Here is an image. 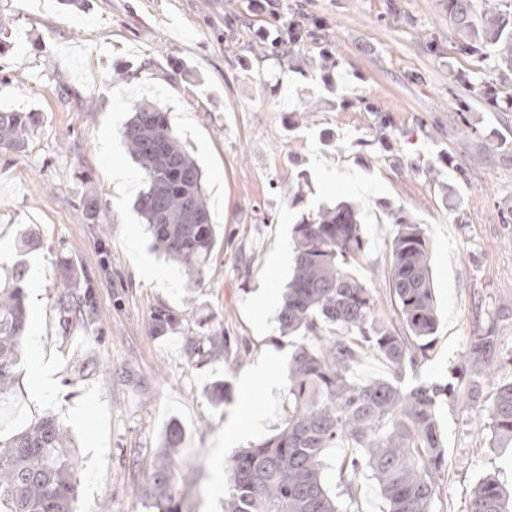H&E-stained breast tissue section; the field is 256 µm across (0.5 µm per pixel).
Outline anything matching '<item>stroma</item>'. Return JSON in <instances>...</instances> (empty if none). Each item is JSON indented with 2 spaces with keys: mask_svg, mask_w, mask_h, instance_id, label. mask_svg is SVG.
<instances>
[{
  "mask_svg": "<svg viewBox=\"0 0 512 512\" xmlns=\"http://www.w3.org/2000/svg\"><path fill=\"white\" fill-rule=\"evenodd\" d=\"M294 14L315 39L265 55ZM0 23V109L38 117L24 152L0 153V274L25 258L38 336L19 364L22 390L0 400V434L44 415L68 429L80 464L74 512H146L141 492L173 424L177 468L193 474L176 485L184 512H224L214 484L234 455L225 423L248 402L260 413L256 441L285 414L284 390L255 366L278 353L273 370L286 377L291 341L259 295L284 294L292 227L321 204L361 208L367 251L353 272L392 321L388 212L425 229L438 326L404 385L456 381L471 336L488 331L498 342L484 397L512 381V150H486L481 137L512 139V112L484 107L486 62L457 52L448 0H0ZM325 47L340 61L333 83L354 99L347 108L313 66ZM140 102L166 111L203 173L216 242L195 287L152 250L135 209L143 183L121 130ZM117 166L127 184L114 182ZM296 185L304 198L293 206ZM31 230L41 246L19 255ZM146 259L169 278L145 282ZM87 290L92 320H71L64 303ZM159 306L181 315L176 332L151 334ZM221 332L232 353L200 364L185 353V337ZM36 357L56 370L42 390ZM217 382L229 390L221 403ZM485 424L467 400L441 404L447 460L434 512H467L487 472L512 485V452L491 450Z\"/></svg>",
  "mask_w": 512,
  "mask_h": 512,
  "instance_id": "35a3bbf8",
  "label": "stroma"
}]
</instances>
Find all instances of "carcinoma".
I'll return each mask as SVG.
<instances>
[{
	"label": "carcinoma",
	"mask_w": 512,
	"mask_h": 512,
	"mask_svg": "<svg viewBox=\"0 0 512 512\" xmlns=\"http://www.w3.org/2000/svg\"><path fill=\"white\" fill-rule=\"evenodd\" d=\"M503 0H448V18L458 50L485 56L492 81L484 100L496 112L512 111V13ZM311 36L294 19L288 52ZM122 130L125 149L143 180L136 208L153 248L182 264L192 283L214 247V227L205 201L202 173L171 129L166 112L136 104ZM36 113L0 110V151L24 150ZM389 288L401 326L377 310L372 288L351 273L365 256L357 208L347 202L301 214L293 228L294 266L277 321L282 336L296 338L288 362L286 414L275 433L239 451L229 463L224 512H353L324 479L330 448H345L340 482L350 490L358 475L371 473L384 512H433L446 448L438 420L440 402L474 396L491 375L496 339L471 337L460 378L465 386L402 385L403 372L427 357L438 308L433 294L430 244L424 228L393 215ZM29 268L16 261L0 284V397L17 389L27 332L24 285ZM180 319L165 307L152 316L151 331L165 336ZM226 336H188L187 354L202 363L228 349ZM372 348L390 376L361 380L354 370L360 349ZM489 447L512 449V382L495 389L483 405ZM182 442L168 428L164 449L143 489L150 512H182L174 482L173 454ZM78 457L66 428L43 416L0 438V512H72ZM467 512H512V489L488 473L473 487Z\"/></svg>",
	"instance_id": "carcinoma-1"
}]
</instances>
